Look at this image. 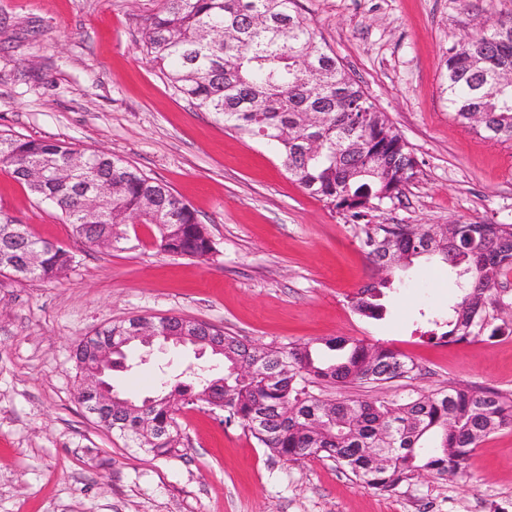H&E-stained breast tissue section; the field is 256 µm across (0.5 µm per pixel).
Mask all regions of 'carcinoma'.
<instances>
[{"label": "carcinoma", "mask_w": 512, "mask_h": 512, "mask_svg": "<svg viewBox=\"0 0 512 512\" xmlns=\"http://www.w3.org/2000/svg\"><path fill=\"white\" fill-rule=\"evenodd\" d=\"M147 54L171 87L202 112L239 134L271 144L288 176L309 195L349 217L371 265L385 276L349 300L353 312L379 320L377 303L392 276L420 258H437L462 271L466 284L448 315L434 321L429 339L440 343L490 340L511 329L497 324L505 302L498 292L512 271V224L466 222L431 236L434 224H373L360 220L397 197L414 175L389 166L410 153L402 136L366 97L336 55L318 39L298 0H162L145 27ZM442 93L454 119L494 142L512 141V16L448 47ZM482 115L475 124L472 116ZM321 150L310 151L309 140ZM0 164L42 203L58 208L81 239L99 248L123 239L121 226L136 218L155 224L159 250L206 260L215 253L205 225L167 186L110 152L86 154L64 142L0 133ZM43 251L40 267H24V252ZM9 258L17 280L51 282L76 263L62 245L49 248L26 227L0 214V261ZM224 375H188L154 394L151 414L162 432L152 439L134 430L142 398L121 393L127 413L94 422L155 456L180 452L177 413L192 406L216 410L237 423L271 455L288 461L334 460L361 486L392 494L420 470L437 476L466 472L484 438L512 429V396L489 388L415 391L399 399L329 400L315 384H365L410 378L417 365L384 346L331 338L325 358L311 343L269 348L276 377L258 368L249 377L232 372L251 359L250 344L226 336ZM385 449L381 459L369 449Z\"/></svg>", "instance_id": "carcinoma-1"}]
</instances>
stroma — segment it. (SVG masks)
Wrapping results in <instances>:
<instances>
[{
    "label": "stroma",
    "instance_id": "stroma-1",
    "mask_svg": "<svg viewBox=\"0 0 512 512\" xmlns=\"http://www.w3.org/2000/svg\"><path fill=\"white\" fill-rule=\"evenodd\" d=\"M161 0H0V133L106 149L163 183L204 224L207 261L171 256L151 227L109 250L75 237L0 164V213L77 262L52 282L0 276V512H512V429L485 438L466 474L391 495L336 462L270 455L238 424L186 408L182 450L155 456L98 427L72 397L74 345L135 316L203 321L260 346L334 337L397 350L414 378L327 386L330 399L391 398L448 386L512 394V335L437 345L427 316L459 295L435 262L398 271L381 319L348 298L371 282L352 222L289 179L267 143L199 111L150 62L146 20ZM302 13L401 133L416 174L371 222L512 224V142L456 122L442 92L450 45L512 13V0H299ZM115 386L144 396L192 350L142 355Z\"/></svg>",
    "mask_w": 512,
    "mask_h": 512
}]
</instances>
